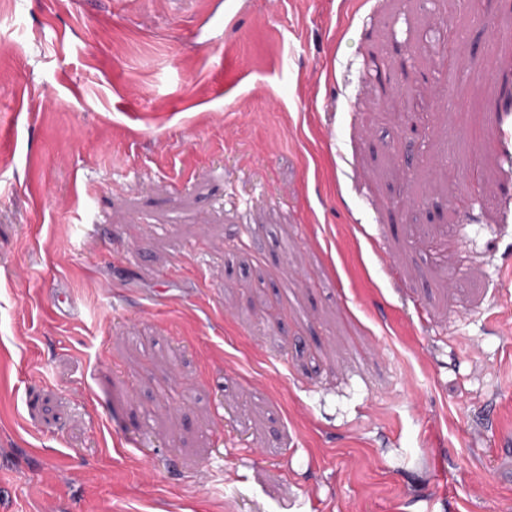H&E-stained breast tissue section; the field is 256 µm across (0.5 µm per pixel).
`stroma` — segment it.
I'll return each mask as SVG.
<instances>
[{
    "label": "stroma",
    "mask_w": 512,
    "mask_h": 512,
    "mask_svg": "<svg viewBox=\"0 0 512 512\" xmlns=\"http://www.w3.org/2000/svg\"><path fill=\"white\" fill-rule=\"evenodd\" d=\"M510 33L0 0V512H512Z\"/></svg>",
    "instance_id": "35a3bbf8"
}]
</instances>
